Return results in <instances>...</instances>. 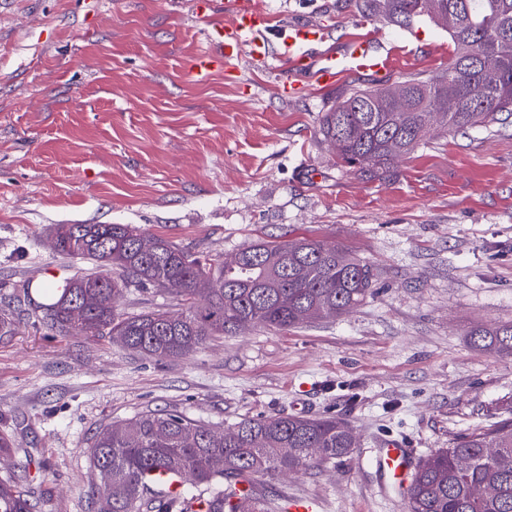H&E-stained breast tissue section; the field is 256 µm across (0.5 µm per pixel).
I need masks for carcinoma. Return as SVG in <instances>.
Here are the masks:
<instances>
[{"mask_svg":"<svg viewBox=\"0 0 512 512\" xmlns=\"http://www.w3.org/2000/svg\"><path fill=\"white\" fill-rule=\"evenodd\" d=\"M424 0H361L366 17L409 29L429 20ZM456 16L448 30L452 54L436 75L407 76L408 111L391 105L385 88H353L324 113L320 133L337 146V163L373 180L394 171L428 133L430 108L443 109L440 129L455 133L512 115V0H439ZM134 224H59L56 249L92 260L100 270L61 284L48 283L43 326L61 335H107L146 356L188 357L217 336L263 325L288 330L334 321L374 293L372 265L319 239L256 240L213 261L156 235L138 239ZM151 287L178 309L124 315L114 299L124 289ZM79 308L81 320H72ZM19 321L0 307V337ZM466 336L476 349L512 358V322L479 324ZM352 429L334 416L243 418L221 429L168 411H144L105 425L89 445L90 467L112 484L107 512H270L273 481L316 464L349 456ZM205 486L198 494H167L154 487L163 475ZM485 494L477 496L475 489ZM409 512H512V419L456 439L423 457L407 491ZM0 512H37L35 495L16 478H0Z\"/></svg>","mask_w":512,"mask_h":512,"instance_id":"carcinoma-1","label":"carcinoma"}]
</instances>
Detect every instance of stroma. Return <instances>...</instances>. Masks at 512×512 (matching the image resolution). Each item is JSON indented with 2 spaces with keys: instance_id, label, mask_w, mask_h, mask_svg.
I'll use <instances>...</instances> for the list:
<instances>
[{
  "instance_id": "35a3bbf8",
  "label": "stroma",
  "mask_w": 512,
  "mask_h": 512,
  "mask_svg": "<svg viewBox=\"0 0 512 512\" xmlns=\"http://www.w3.org/2000/svg\"><path fill=\"white\" fill-rule=\"evenodd\" d=\"M191 0H0V302L24 323L0 338V434L39 512H99L87 449L99 426L147 410L217 427L245 416L331 415L357 446L278 481L321 512H406L370 461L388 439L417 457L512 417V359L474 349L477 323L512 321V116L466 134L433 131L384 181L336 167L321 116L354 86L342 74L282 98L284 67L237 63L208 81ZM274 29L311 23L336 52L369 28L403 52L381 81L436 74L448 34L365 20L354 0H254ZM58 224H135L219 260L288 234L340 244L371 264L375 292L333 322L263 327L157 361L105 337L40 324L38 286L87 269L59 254ZM15 471V470H14Z\"/></svg>"
}]
</instances>
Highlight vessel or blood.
<instances>
[{"label": "vessel or blood", "mask_w": 512, "mask_h": 512, "mask_svg": "<svg viewBox=\"0 0 512 512\" xmlns=\"http://www.w3.org/2000/svg\"><path fill=\"white\" fill-rule=\"evenodd\" d=\"M270 28L267 13L250 0H238L226 20L208 29L209 47L195 58L190 75L202 82L210 77L216 63L230 66L245 58L253 63L277 59L289 64L291 76L279 84L280 89L288 90L295 87L300 76L325 86L335 83L346 71L384 73L393 62L392 53L386 51L380 37L372 31L349 37L342 53L316 57L309 48L325 41L326 32L322 28L313 24L297 25L281 33L276 43L269 38ZM373 464L386 487L395 489L414 471L417 461L403 441L390 439L379 448Z\"/></svg>", "instance_id": "vessel-or-blood-1"}]
</instances>
